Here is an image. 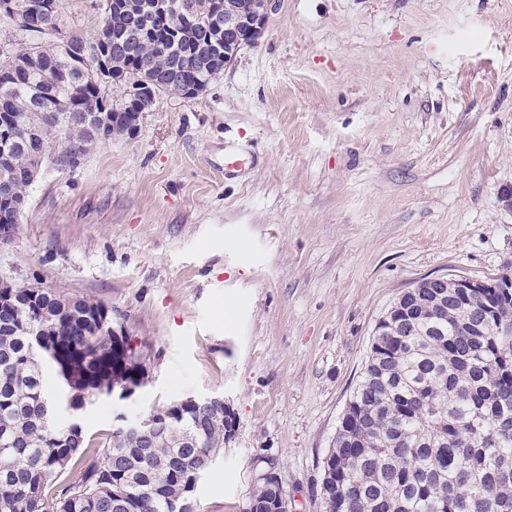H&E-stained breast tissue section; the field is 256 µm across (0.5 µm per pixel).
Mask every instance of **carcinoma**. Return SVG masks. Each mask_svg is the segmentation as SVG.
Segmentation results:
<instances>
[{"label": "carcinoma", "instance_id": "obj_1", "mask_svg": "<svg viewBox=\"0 0 512 512\" xmlns=\"http://www.w3.org/2000/svg\"><path fill=\"white\" fill-rule=\"evenodd\" d=\"M33 9L18 35L21 49L0 53V222L19 223L15 203L28 197L31 175L54 162L79 168L120 131L100 111L121 109L111 88L88 73L121 63L133 79L154 78L159 92H200L224 72L218 54L187 67L194 24L173 0L155 36L128 43L112 58V26L102 9L98 31L62 35L61 0H22ZM398 327L372 338L357 387L322 460L323 512H512V296L450 295L437 283L398 298ZM104 304L45 288L19 286L0 299V512H196L198 477L224 447L234 418L211 407L179 408L174 422L147 440L112 429L90 459L82 427L55 412L82 408L84 393L112 384L145 383L143 354L114 340ZM484 323L483 331L474 328ZM58 356L36 357L40 344ZM55 390L48 391L49 373ZM79 476L70 482L63 477ZM246 512H287L280 476L255 483Z\"/></svg>", "mask_w": 512, "mask_h": 512}]
</instances>
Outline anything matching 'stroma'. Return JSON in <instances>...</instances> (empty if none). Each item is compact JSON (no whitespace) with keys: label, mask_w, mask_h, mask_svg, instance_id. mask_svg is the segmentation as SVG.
Instances as JSON below:
<instances>
[{"label":"stroma","mask_w":512,"mask_h":512,"mask_svg":"<svg viewBox=\"0 0 512 512\" xmlns=\"http://www.w3.org/2000/svg\"><path fill=\"white\" fill-rule=\"evenodd\" d=\"M510 189L512 0H276L205 91L46 164L0 275L106 304L147 355L132 398L82 413L94 449L121 418L219 396L236 428L198 512H244L271 461L288 512H323L378 320L422 278L512 268Z\"/></svg>","instance_id":"35a3bbf8"}]
</instances>
